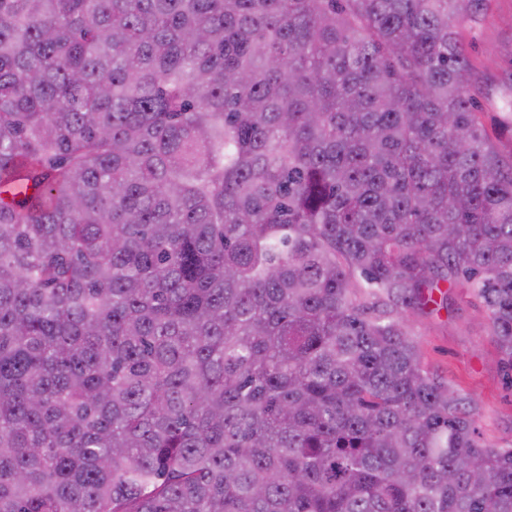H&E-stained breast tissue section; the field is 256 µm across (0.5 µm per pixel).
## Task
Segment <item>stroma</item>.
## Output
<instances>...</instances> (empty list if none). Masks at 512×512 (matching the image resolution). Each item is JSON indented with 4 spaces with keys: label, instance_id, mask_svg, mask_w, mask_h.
I'll use <instances>...</instances> for the list:
<instances>
[{
    "label": "stroma",
    "instance_id": "1",
    "mask_svg": "<svg viewBox=\"0 0 512 512\" xmlns=\"http://www.w3.org/2000/svg\"><path fill=\"white\" fill-rule=\"evenodd\" d=\"M460 29L479 78L476 105L484 124L502 139L512 138V133L501 131L497 110L512 77V0H489L483 16L463 21ZM410 325L427 368L475 400L484 439L511 447L512 379L501 365L482 302L460 284L449 288L447 307L411 316Z\"/></svg>",
    "mask_w": 512,
    "mask_h": 512
}]
</instances>
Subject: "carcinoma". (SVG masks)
<instances>
[{"instance_id":"cac0c4a2","label":"carcinoma","mask_w":512,"mask_h":512,"mask_svg":"<svg viewBox=\"0 0 512 512\" xmlns=\"http://www.w3.org/2000/svg\"><path fill=\"white\" fill-rule=\"evenodd\" d=\"M484 5L0 0V512H512L405 318L512 377Z\"/></svg>"}]
</instances>
